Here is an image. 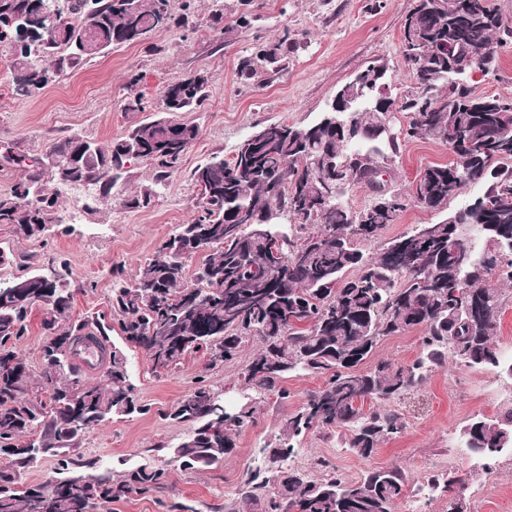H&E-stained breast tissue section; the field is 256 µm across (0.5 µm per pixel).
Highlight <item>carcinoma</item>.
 Here are the masks:
<instances>
[{
    "label": "carcinoma",
    "mask_w": 512,
    "mask_h": 512,
    "mask_svg": "<svg viewBox=\"0 0 512 512\" xmlns=\"http://www.w3.org/2000/svg\"><path fill=\"white\" fill-rule=\"evenodd\" d=\"M94 17L84 0H0V44L10 47L13 91L21 97L79 70L120 45L137 44L177 24L171 0H95ZM57 7L53 43L43 47L48 7ZM512 31L501 26L491 0H418L404 18L402 53L413 87L398 99L390 92L388 68L372 64L339 92L358 99L357 111L342 112L339 124L306 126L284 121L256 126L262 140H243L231 159L213 156L196 166L191 181L202 189V210L158 247L154 258L128 278L112 268V312L123 342L149 357L180 365L190 351L209 350L217 365L236 358L243 341L260 349L241 378L248 394L226 410L218 393L198 383L168 416L192 424L171 449L184 471L215 465L236 447V433L251 422L261 402L288 401L289 375H322L325 383L290 412L267 442L269 466L253 471L241 490L244 503L261 512H394L408 487L401 468L376 470L356 480L332 473L315 479L280 463L307 435L345 431L344 445L367 459L402 433V415L383 404L418 387L448 359L465 367L509 372L495 340L506 305L492 279L512 282V99L475 96L448 73H489L497 49ZM297 44L288 35L260 44L240 63L247 80L276 75L288 66ZM209 77L176 79L162 91V108L151 120L131 125L107 145L79 135L53 141L40 169L0 197V224L15 235L33 236L53 223L54 196L42 188L49 175L60 184L96 187L92 204L112 199L126 165L140 161L168 181L185 151L199 137L198 125L172 121L203 105ZM403 112L407 123H395ZM426 136L448 145L455 161L427 167L410 198L391 190L376 195L391 173L402 144ZM497 155L486 169L488 154ZM483 195L443 221L421 224L384 243L370 256L361 244L378 240L397 222L407 202L439 212L470 183ZM367 188L373 199L354 211L346 194ZM495 197L494 211L483 202ZM152 190L126 196L130 208L150 204ZM280 235L284 261L265 256L256 231ZM210 254L188 274L182 253ZM66 262L50 279L38 272L0 280V512H96L132 492L164 486L169 470L140 466L117 478L72 475L73 452L85 434L114 417L149 411L131 380L127 356L112 344L105 317L75 319ZM48 303L41 322L42 367L34 373L17 351L28 332L35 300ZM419 329L420 354L409 365L380 360L364 370L385 336ZM84 336L108 349L104 381L87 382L74 356L53 359L47 351ZM43 393L48 400H33ZM369 408H364L365 403ZM465 447L489 460L512 448V407L493 420L475 418L462 430ZM55 460L57 477L24 486L20 470L44 456ZM428 482L448 492V512L465 482L431 473Z\"/></svg>",
    "instance_id": "obj_1"
}]
</instances>
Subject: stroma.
Segmentation results:
<instances>
[{
  "instance_id": "35a3bbf8",
  "label": "stroma",
  "mask_w": 512,
  "mask_h": 512,
  "mask_svg": "<svg viewBox=\"0 0 512 512\" xmlns=\"http://www.w3.org/2000/svg\"><path fill=\"white\" fill-rule=\"evenodd\" d=\"M414 5L415 0H251L245 7L241 0H194L186 26L113 48L28 97L13 93L11 56L0 47V151L8 149L28 160L24 167L0 161V196L9 195L25 180L30 161L43 157L53 139L79 134L109 143L136 119L124 110L128 99L141 97L145 115L151 118L161 108L160 93L168 83L196 73L210 78L204 107L182 115L184 121L199 126V137L185 152L178 173L156 186L148 207L128 209L116 198L89 209L84 200L70 196L69 186L45 181L47 192L58 196L57 221L49 232L31 237L15 236L0 226V247L13 254L10 264L0 266V278L9 280L32 270L47 272L57 259H68L73 316H104L114 326L112 342L121 344L111 308L112 268L123 265L126 276H133L178 225L193 220L200 200L190 171L213 155L231 157L256 125L314 122L336 91L371 63L387 65L393 94L403 96L412 81L400 31ZM217 11L227 29L221 40L212 27ZM244 13L249 23H240ZM285 34L299 43L287 70L261 84L244 80L239 73L241 59L258 44ZM463 81L474 95L512 99V40L499 49L494 73L474 72ZM454 159L452 150L439 141L427 137L409 141L392 166L390 187L410 194L426 167ZM258 350L257 340L249 339L233 362L213 366L203 353L191 352L178 367L157 371L143 351L126 348L130 373L149 410L91 430L74 455V472L118 475L141 465L164 464L171 447L192 430L190 424L167 419L171 406L200 380L219 393L225 406L237 405L244 391L241 373ZM323 383V377L316 375H289L284 381L291 394L288 403L265 400L222 462L199 472L171 467L165 486L146 494L131 493L112 503V512H166L173 504L180 512H228L235 506L240 512H257L240 506V489L251 471L267 467L264 445L286 415ZM511 405L512 378L451 361L430 372L408 394L390 401V408L404 415L407 426L371 458L353 455L339 434H311L289 464L317 479L323 476L314 466L320 458L350 479L370 469L402 467L411 481L396 512H448L447 493L423 495L419 485L428 474L449 473L465 479L470 512H505L504 503L512 504V454L502 453L491 468H484L481 456L460 448L459 432L470 419L497 416Z\"/></svg>"
}]
</instances>
